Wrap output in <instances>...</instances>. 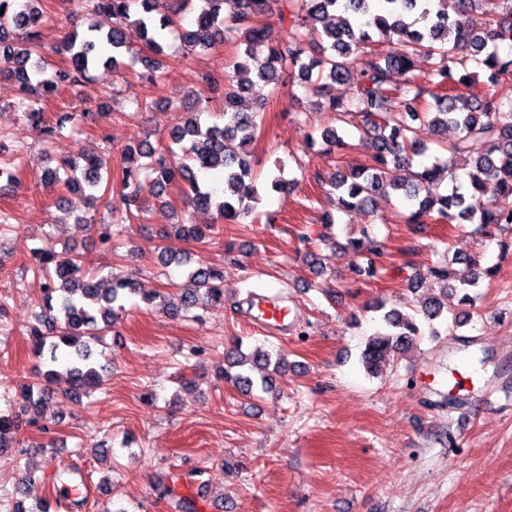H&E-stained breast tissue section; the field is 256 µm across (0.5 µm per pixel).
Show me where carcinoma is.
I'll return each instance as SVG.
<instances>
[{
  "label": "carcinoma",
  "mask_w": 512,
  "mask_h": 512,
  "mask_svg": "<svg viewBox=\"0 0 512 512\" xmlns=\"http://www.w3.org/2000/svg\"><path fill=\"white\" fill-rule=\"evenodd\" d=\"M512 0H65L74 15L107 16V31L91 24L84 35L69 32L54 52L66 56L62 67H53L39 52L43 16L40 0H0V79L11 80L17 100L11 107L17 116L42 126L48 140L63 137L67 122L92 115L90 111L67 112L54 125L44 122L42 104L61 91L75 90L92 82V71L103 66L119 73L126 60L142 63L145 78L157 83L166 66L164 45L175 37L183 45V57L220 47L231 34L244 47L245 61L231 72L222 68L206 75L216 91H222L221 108L209 123L200 112H182L170 101L166 109L177 113L160 137L159 147L139 148L150 159L143 165L127 153L114 172L96 152L81 150L84 165L64 156L55 168L44 171L42 179L78 190L92 203L101 202L115 216L113 220L89 221L105 251L127 231L126 216L142 211L144 180L163 191L177 182L183 185L187 203L196 210L216 213L211 224H179L177 234L198 244L215 243L223 224H238L247 211L246 198L257 195L251 165V150L258 141L262 112L243 107L244 98L257 84L278 86L283 69L291 70L296 85L314 99L312 111L329 112L340 121L359 116L358 144L345 140L333 126L321 129L326 150L343 151L362 147L368 163L348 171L336 169L325 175L314 173L315 182L333 198L335 212L323 211L317 218L328 228L339 215H349L373 205L374 197L397 196L407 202L404 223L421 225L428 221H464L489 229L512 232V86L498 83V75L512 69ZM455 16H450L448 5ZM195 16L187 27L181 25L185 11ZM275 16L281 30L267 19ZM138 29L143 49L128 41V28ZM377 42H389L395 50L383 55ZM263 46V57L254 48ZM485 76L494 91L481 100L465 95L463 88ZM335 84L349 87L346 97L331 93ZM428 124L441 135L449 130L452 139L441 143L452 164L448 170L419 164L429 147L418 137L419 126ZM182 153L179 167L167 164L166 154ZM216 171L224 181L222 196L200 184L197 173ZM447 177L448 190L434 191V183ZM267 185L278 193L296 186L285 178L284 169L268 172ZM492 197L485 198L488 185ZM353 254V273L363 279L379 274L383 249L375 241L351 240L341 246ZM186 253L164 246L158 261L164 266L182 264ZM473 272L450 283L448 266H433L427 277L440 286L436 296L425 299L419 309L404 313L386 309L378 301L382 329L370 336L362 352L367 371L375 374L390 354L407 350L423 335L425 323L445 313H457L467 322L473 296L469 289L490 278L494 268L481 267L479 259L469 260ZM82 255L60 259L50 242L34 248L30 269L43 279L42 297L34 312L30 336L36 342V356L46 370L24 385L18 396L19 410L0 412V454L20 443L24 416L43 400L52 378L63 368L70 397L77 399L104 389L103 366L97 364L93 345L115 333L125 301L138 293L132 279H118L101 270L88 269ZM161 298L173 315L194 321L224 307V263L198 260L183 284H170L166 293L143 295L146 304ZM224 381L242 394H251L255 384L261 390L273 388L268 373L255 379L252 372L266 370L271 354L261 346L249 352L242 341L225 351ZM183 476L173 472L163 493L175 500L176 512H197L196 501L181 496L177 488Z\"/></svg>",
  "instance_id": "carcinoma-1"
}]
</instances>
